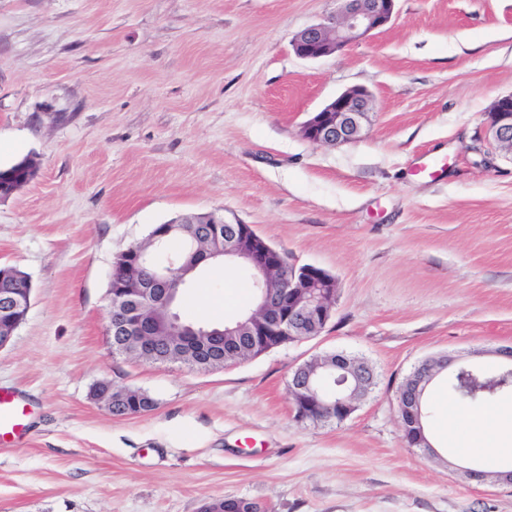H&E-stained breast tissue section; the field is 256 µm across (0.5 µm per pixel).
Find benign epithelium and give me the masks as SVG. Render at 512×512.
Returning <instances> with one entry per match:
<instances>
[{
    "label": "benign epithelium",
    "mask_w": 512,
    "mask_h": 512,
    "mask_svg": "<svg viewBox=\"0 0 512 512\" xmlns=\"http://www.w3.org/2000/svg\"><path fill=\"white\" fill-rule=\"evenodd\" d=\"M336 13L326 22L310 25L294 35L291 46L303 59L317 60L342 50L349 43L366 38L388 26L396 16L397 0H337ZM371 110V96L362 87L348 89L329 100L302 126L307 140L336 146L357 140L362 122ZM497 148L512 153V93L499 97L488 113L485 128ZM205 246L194 255L198 264L229 261L244 266L262 283L259 300L253 308L224 322V335L233 337L232 356L241 359L271 346L285 337L297 341L327 325L332 317L336 295L335 279L325 271L305 265L287 267L282 253L253 231L248 224L232 222L223 215L209 213L200 219ZM183 232L181 221L160 227L146 247L133 245L121 253L125 266L143 270L133 283L120 281L109 293L107 332L123 339L136 337L139 349L150 352L158 346L159 333L153 327L158 310L172 322L171 335L185 332L175 323L171 299L175 292L171 275L184 263V256L174 254L167 262H154L156 252L163 249L164 239ZM31 305V292L20 294L13 288L0 289V349L7 346ZM448 358L427 360L406 378L397 391L402 438L411 448L434 454L423 433L420 396L422 388L439 371L448 367ZM328 374L337 377L340 391L323 394L319 381ZM374 385V374L364 361L344 352L314 359L302 365L291 376L289 392L295 417L310 420L320 412H334L346 419L356 402ZM466 475L484 481L493 477L500 483L512 484V469L495 472L468 468Z\"/></svg>",
    "instance_id": "1"
}]
</instances>
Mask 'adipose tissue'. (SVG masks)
I'll list each match as a JSON object with an SVG mask.
<instances>
[{
    "mask_svg": "<svg viewBox=\"0 0 512 512\" xmlns=\"http://www.w3.org/2000/svg\"><path fill=\"white\" fill-rule=\"evenodd\" d=\"M446 415L455 423L461 454L494 460H512V403L493 411H473L457 403Z\"/></svg>",
    "mask_w": 512,
    "mask_h": 512,
    "instance_id": "obj_1",
    "label": "adipose tissue"
}]
</instances>
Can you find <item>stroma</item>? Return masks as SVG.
<instances>
[{"label":"stroma","instance_id":"obj_1","mask_svg":"<svg viewBox=\"0 0 512 512\" xmlns=\"http://www.w3.org/2000/svg\"><path fill=\"white\" fill-rule=\"evenodd\" d=\"M336 0H0V167L34 178L0 200V263L31 308L0 349V388L33 414L0 446V512H512L469 479L454 436L406 447L396 390L424 360L497 366L512 347V156L481 131L512 93V0H398L385 29L307 60L291 46ZM353 86L362 136L301 127ZM440 164L419 173L418 157ZM218 213L337 282L319 336L209 371L113 356V262L170 219ZM201 282L233 318L240 267ZM366 361L375 385L339 424L300 423L288 389L313 357ZM108 382L153 410L115 416ZM217 508L222 509V512L231 510L239 512H253L257 508V503L244 498H223L205 503L200 508V511L211 512Z\"/></svg>","mask_w":512,"mask_h":512}]
</instances>
